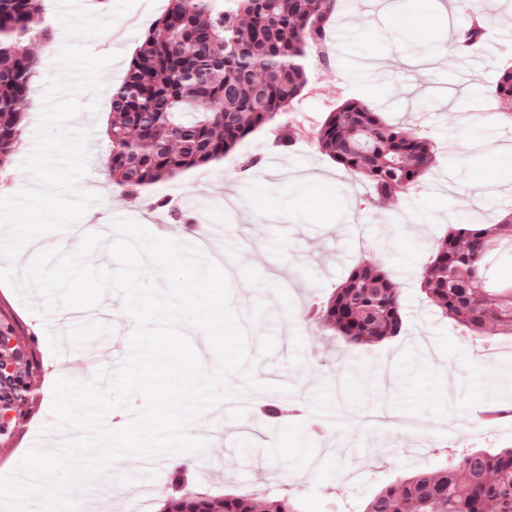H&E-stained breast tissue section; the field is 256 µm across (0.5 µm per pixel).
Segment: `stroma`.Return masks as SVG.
Masks as SVG:
<instances>
[{"label": "stroma", "instance_id": "35a3bbf8", "mask_svg": "<svg viewBox=\"0 0 512 512\" xmlns=\"http://www.w3.org/2000/svg\"><path fill=\"white\" fill-rule=\"evenodd\" d=\"M439 0H358L347 26L327 34V63H312L300 99L273 123L241 141L224 160L152 185L136 198L121 195L103 159L104 127L113 87L126 75L145 32L169 0H136L108 33L89 40L91 51L112 56L99 94L78 93L74 126L91 131L82 190L99 200L82 221L98 216L137 222L160 238L193 244L187 226L153 209L157 197L183 206L203 224H224L221 265L231 305L247 334L249 361L266 391L245 389L241 374L229 380L239 398L211 408L190 426L207 441L194 460L181 453V468L201 491L289 493L304 512H363L381 488L414 471L445 465L466 448L512 447V417L484 421L485 412L512 410V338L472 337L443 317L420 288L423 269L449 225L486 223L512 210V120L493 95L503 70L512 66V4L482 0V8L453 9L438 16ZM53 20L51 40L35 44L41 63L33 77L38 95L29 108L23 142L0 170V197L15 184H31L21 165L33 148L49 79L65 42L57 22L58 0H43ZM489 27L486 48L453 52L430 68L412 64L423 44L448 45L473 17ZM355 98L382 112L392 124L435 143L436 162L421 185L378 205L371 186L346 174L312 140L338 101ZM306 127V135L282 147L283 127ZM493 173L482 195L473 186ZM382 262L400 292V336L370 345L319 331L312 317L355 262ZM44 299L23 283H0V330L20 351V369L33 374L29 402L0 422V475L13 471L45 438L53 423V385L58 378H91L87 360L97 357L113 374L129 352L132 319L120 295H105L91 318L67 317L66 307L43 315ZM288 399L298 415L268 424L255 405ZM372 409L419 423L425 448L412 455L410 437L365 426L360 412ZM171 458L155 468L124 457L105 474L77 489L80 512H135L146 500L158 512L170 492Z\"/></svg>", "mask_w": 512, "mask_h": 512}]
</instances>
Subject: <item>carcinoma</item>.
Wrapping results in <instances>:
<instances>
[{
    "label": "carcinoma",
    "mask_w": 512,
    "mask_h": 512,
    "mask_svg": "<svg viewBox=\"0 0 512 512\" xmlns=\"http://www.w3.org/2000/svg\"><path fill=\"white\" fill-rule=\"evenodd\" d=\"M137 47L124 80L112 88L106 166L127 196L219 162L274 121L305 89L308 54L326 43L341 0H169ZM40 0H0V165L20 145L38 56L51 39ZM487 28L474 24L464 46L476 50ZM495 93L512 118V69ZM319 148L348 175L372 184L384 202L410 190L434 163L432 143L384 122L348 99L313 131ZM512 245V213L496 224H457L437 241L421 288L442 315L473 336H512V284L488 286L490 252ZM456 268L466 275H450ZM319 321L357 343L398 336V288L381 264L359 260L336 288ZM22 380L0 389V404L29 401ZM159 512H302L288 495L241 491L222 496L192 489L182 471ZM364 512H512V448L468 449L442 468L403 476L372 496Z\"/></svg>",
    "instance_id": "cac0c4a2"
}]
</instances>
